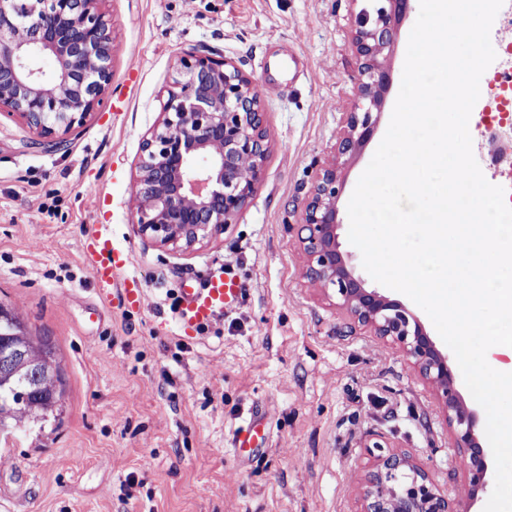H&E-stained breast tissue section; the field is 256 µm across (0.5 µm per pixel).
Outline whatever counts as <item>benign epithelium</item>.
<instances>
[{"label": "benign epithelium", "instance_id": "7a95c632", "mask_svg": "<svg viewBox=\"0 0 512 512\" xmlns=\"http://www.w3.org/2000/svg\"><path fill=\"white\" fill-rule=\"evenodd\" d=\"M104 0H0V115L16 117L38 140L55 145L101 107L112 81V22ZM411 0H368L355 43L363 112H350L338 156L372 137L391 75L383 55L395 22ZM53 62L49 72L35 65ZM155 126L142 141L133 182L132 224L157 246L189 252L224 232L248 205L269 152L263 100L233 61L198 51L179 56ZM336 162L319 173L297 235L307 257L305 276L375 335L398 344L422 378L438 391L456 447L464 450L468 489L448 498L428 472L390 443L370 445L361 512H472L490 487V449L478 418L461 398L448 354L399 301L364 287L339 250Z\"/></svg>", "mask_w": 512, "mask_h": 512}]
</instances>
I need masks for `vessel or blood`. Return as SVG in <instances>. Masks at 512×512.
Listing matches in <instances>:
<instances>
[{
  "label": "vessel or blood",
  "instance_id": "1",
  "mask_svg": "<svg viewBox=\"0 0 512 512\" xmlns=\"http://www.w3.org/2000/svg\"><path fill=\"white\" fill-rule=\"evenodd\" d=\"M84 256L90 268L95 288L102 300L116 302L128 309H138L144 304V292L140 280L127 272L129 256L116 248L106 225H94L87 235ZM242 288L238 281L214 273L199 286L181 290V304L177 324L187 335L212 323L233 308L239 300Z\"/></svg>",
  "mask_w": 512,
  "mask_h": 512
}]
</instances>
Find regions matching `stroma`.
Wrapping results in <instances>:
<instances>
[{"instance_id":"obj_1","label":"stroma","mask_w":512,"mask_h":512,"mask_svg":"<svg viewBox=\"0 0 512 512\" xmlns=\"http://www.w3.org/2000/svg\"><path fill=\"white\" fill-rule=\"evenodd\" d=\"M116 52L105 105L55 148L0 116V304L48 340L65 380L59 421L0 442V512H359L367 444L410 453L449 497L466 489L441 400L390 340L311 287L296 225L348 112L361 106L362 0H105ZM411 8L372 139L341 168L340 249L366 288L347 206L386 134ZM210 50L264 95L269 154L249 204L190 253L141 239L131 223L141 142L178 56ZM52 206L53 215L40 213ZM109 225L143 285L142 309L102 304L83 254ZM213 271L244 288L224 317L184 335L181 286ZM254 420L263 452L237 453Z\"/></svg>"}]
</instances>
